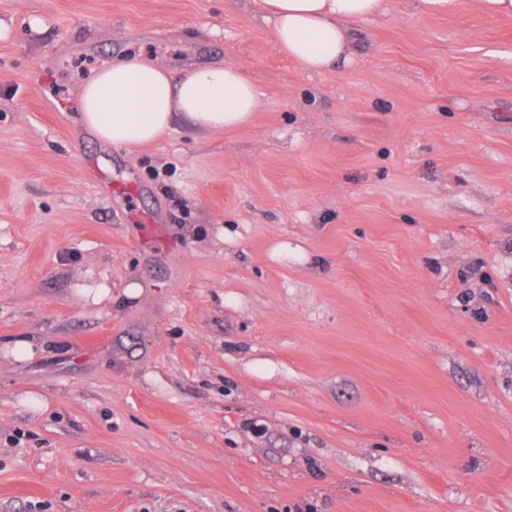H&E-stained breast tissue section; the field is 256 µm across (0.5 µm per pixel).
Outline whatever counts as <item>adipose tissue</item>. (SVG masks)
Here are the masks:
<instances>
[{
    "mask_svg": "<svg viewBox=\"0 0 512 512\" xmlns=\"http://www.w3.org/2000/svg\"><path fill=\"white\" fill-rule=\"evenodd\" d=\"M273 40L304 70L347 63L351 23L379 15L384 0H256ZM259 105L255 85L234 65L207 64L173 75L155 62L127 59L98 70L79 89L83 122L117 147L156 140L174 119L209 132L248 122Z\"/></svg>",
    "mask_w": 512,
    "mask_h": 512,
    "instance_id": "1",
    "label": "adipose tissue"
}]
</instances>
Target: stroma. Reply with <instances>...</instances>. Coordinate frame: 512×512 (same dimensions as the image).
I'll use <instances>...</instances> for the list:
<instances>
[{
    "label": "stroma",
    "mask_w": 512,
    "mask_h": 512,
    "mask_svg": "<svg viewBox=\"0 0 512 512\" xmlns=\"http://www.w3.org/2000/svg\"><path fill=\"white\" fill-rule=\"evenodd\" d=\"M0 21V512H512V17L386 0L322 73L255 0ZM136 56L259 108L105 144Z\"/></svg>",
    "instance_id": "1"
}]
</instances>
